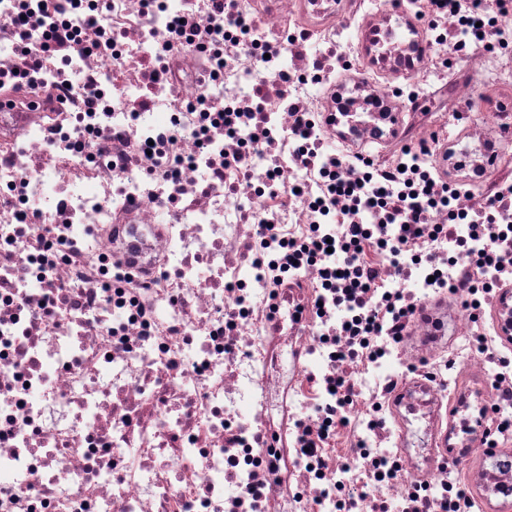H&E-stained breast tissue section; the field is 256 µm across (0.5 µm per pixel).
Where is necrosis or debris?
<instances>
[{
	"label": "necrosis or debris",
	"mask_w": 512,
	"mask_h": 512,
	"mask_svg": "<svg viewBox=\"0 0 512 512\" xmlns=\"http://www.w3.org/2000/svg\"><path fill=\"white\" fill-rule=\"evenodd\" d=\"M105 4L93 20L69 0H0V512H368L376 498L417 512V496L427 512H467L469 480L428 481L390 449L380 416L411 373L440 393L466 371L495 376L476 296L448 352L384 342L346 368L351 315L324 286L336 253L279 283L273 265L351 219L383 221L329 194L325 172L360 183V168L298 157L299 140L328 135L314 115L337 65L366 74L340 106L350 132L381 134L396 73L408 110L425 115L406 129L423 147L478 82L512 85V8L466 41L431 33L413 71L401 62L416 42L391 0H353L381 33L353 54L328 0L299 13L294 0ZM61 19L78 43L47 41ZM31 45L45 49L35 71ZM373 55L388 71L369 67ZM478 119L485 135L462 152L476 171L486 146L512 143L503 113ZM499 188L431 207L429 224L462 220L425 249L447 257ZM359 262L417 299L431 287L428 266L403 274L381 250ZM343 375L355 398L342 420ZM295 406L317 413L297 419Z\"/></svg>",
	"instance_id": "obj_1"
}]
</instances>
